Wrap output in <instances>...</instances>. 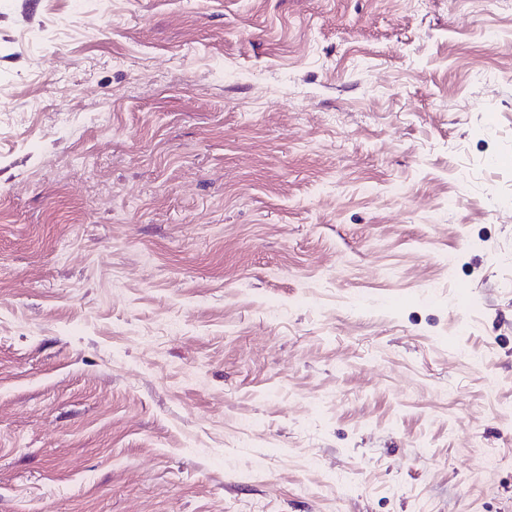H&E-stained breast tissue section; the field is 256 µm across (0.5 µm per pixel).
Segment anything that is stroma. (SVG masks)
I'll use <instances>...</instances> for the list:
<instances>
[{
	"mask_svg": "<svg viewBox=\"0 0 512 512\" xmlns=\"http://www.w3.org/2000/svg\"><path fill=\"white\" fill-rule=\"evenodd\" d=\"M512 0H0V512H512Z\"/></svg>",
	"mask_w": 512,
	"mask_h": 512,
	"instance_id": "stroma-1",
	"label": "stroma"
}]
</instances>
